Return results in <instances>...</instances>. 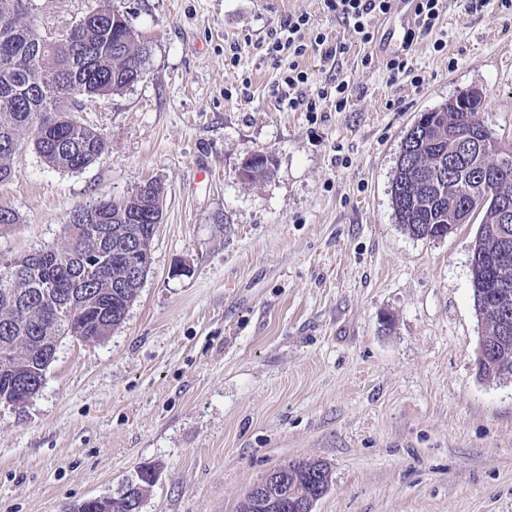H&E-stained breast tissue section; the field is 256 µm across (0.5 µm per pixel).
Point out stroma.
Returning a JSON list of instances; mask_svg holds the SVG:
<instances>
[{"mask_svg": "<svg viewBox=\"0 0 512 512\" xmlns=\"http://www.w3.org/2000/svg\"><path fill=\"white\" fill-rule=\"evenodd\" d=\"M36 3L46 35L102 0ZM112 5L151 49L147 77L77 113L106 139L89 168L19 154L0 206L20 221L0 229V251L55 245L75 207L148 181L162 220L124 322L63 339L38 393L0 403V512H71L144 467L155 480L141 512H237L268 470L299 459L331 471L313 512H512V381L477 374L479 223L420 239L390 195L418 113L470 88L512 143V11L446 0L442 49L415 31L414 84L390 75L404 32L386 14L364 45L321 0ZM301 13L307 40L344 46L336 66L312 49L299 64L310 92L348 82L345 109L280 100L288 60L256 44ZM256 153L271 173L252 184L240 171Z\"/></svg>", "mask_w": 512, "mask_h": 512, "instance_id": "stroma-1", "label": "stroma"}]
</instances>
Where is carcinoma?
<instances>
[{"instance_id": "1", "label": "carcinoma", "mask_w": 512, "mask_h": 512, "mask_svg": "<svg viewBox=\"0 0 512 512\" xmlns=\"http://www.w3.org/2000/svg\"><path fill=\"white\" fill-rule=\"evenodd\" d=\"M34 0H0V181L10 178L18 155L28 146L51 167L78 172L105 150L101 132L73 118L83 101L118 94L147 75L149 46L140 41L129 18L121 13L88 12L45 48H40L33 15ZM477 112H460L443 104L422 112L405 133L391 186L398 223L417 238L439 239L457 226L459 213L476 206L485 212L472 254L493 256L508 237L512 268V223H498V204L512 203V160L497 152L501 140ZM481 128L486 148L448 169V132ZM247 181L269 174L268 158L255 154L243 163ZM75 211L95 227L123 228L126 237L148 238L153 225L152 201L132 191L115 200L106 196ZM92 251L88 238L71 232L60 245L42 250V261L27 266L13 258L15 272H0V393L28 385L37 393L44 381L39 357L30 354L39 336L85 339L107 336L127 314L133 292L113 287L122 280L131 256L112 243L104 260L105 277L84 279L78 263ZM288 499L305 500L328 491L331 476L322 460L287 463ZM153 483L149 469L133 481L136 505L121 497L112 512H140Z\"/></svg>"}]
</instances>
